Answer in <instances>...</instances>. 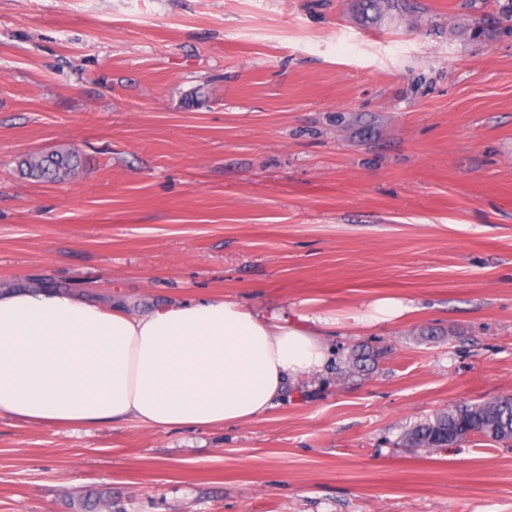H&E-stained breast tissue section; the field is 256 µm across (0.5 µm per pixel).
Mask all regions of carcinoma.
<instances>
[{
    "label": "carcinoma",
    "mask_w": 512,
    "mask_h": 512,
    "mask_svg": "<svg viewBox=\"0 0 512 512\" xmlns=\"http://www.w3.org/2000/svg\"><path fill=\"white\" fill-rule=\"evenodd\" d=\"M72 151L33 153L21 158L23 175L36 180L64 181L80 167ZM504 443L512 440V397L464 402L437 411L413 425L403 436L407 448L434 450L465 442L472 436ZM78 512H112V498L91 492L78 502Z\"/></svg>",
    "instance_id": "obj_1"
}]
</instances>
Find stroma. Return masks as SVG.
<instances>
[{
	"mask_svg": "<svg viewBox=\"0 0 512 512\" xmlns=\"http://www.w3.org/2000/svg\"><path fill=\"white\" fill-rule=\"evenodd\" d=\"M4 286L341 324L253 422L1 416L0 512H512L511 444L401 441L512 395V0H0ZM81 161L72 151L33 153L21 158L19 168L23 175L36 180L64 181L80 167ZM407 311L408 308L403 305L402 301L387 297L375 301L371 306L370 314L363 316L357 315L354 317V321L357 323H366L373 320H389L400 317Z\"/></svg>",
	"mask_w": 512,
	"mask_h": 512,
	"instance_id": "1",
	"label": "stroma"
}]
</instances>
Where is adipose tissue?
Masks as SVG:
<instances>
[{
    "label": "adipose tissue",
    "instance_id": "1",
    "mask_svg": "<svg viewBox=\"0 0 512 512\" xmlns=\"http://www.w3.org/2000/svg\"><path fill=\"white\" fill-rule=\"evenodd\" d=\"M319 313L231 297L137 314L44 288L0 289V416L40 425L257 420L327 363Z\"/></svg>",
    "mask_w": 512,
    "mask_h": 512
}]
</instances>
